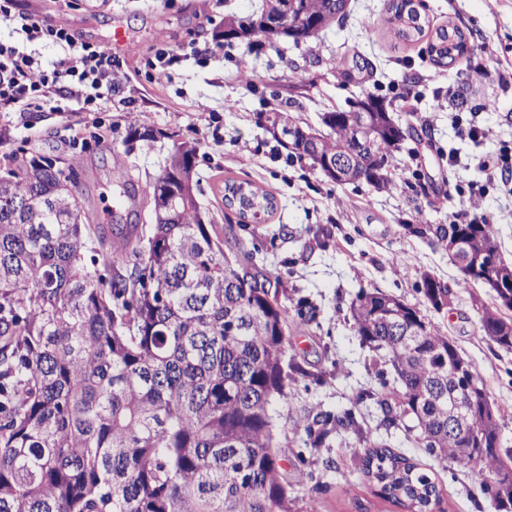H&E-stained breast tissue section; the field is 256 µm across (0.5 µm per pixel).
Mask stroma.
Segmentation results:
<instances>
[{
  "instance_id": "stroma-1",
  "label": "stroma",
  "mask_w": 512,
  "mask_h": 512,
  "mask_svg": "<svg viewBox=\"0 0 512 512\" xmlns=\"http://www.w3.org/2000/svg\"><path fill=\"white\" fill-rule=\"evenodd\" d=\"M422 3L430 27L456 25L467 41L486 42L487 54L434 67L425 42L388 37V0H349L342 24L300 46L289 39L251 46L215 40L225 15L249 16L261 0H15L17 10L65 21L79 39L104 48L113 28L121 27L138 49L131 56L112 52L127 78L124 101L99 112L79 111L67 101L62 110H45L30 124L0 108V131L7 135L1 147L80 156L76 192L94 215L112 213L115 172L125 171L136 185V200L123 211L139 225L147 223L151 209L149 184L176 139L197 148V199L205 222L216 229L224 227L225 179L258 183L276 197L277 209L258 227L253 243L288 312V356L305 371L326 376L320 385L289 383L288 403L277 420V451L289 490L317 500L319 512H401L377 497L363 476L352 434L332 436L307 463H299L306 447L295 419L308 411L344 410L395 452L421 463L435 478L446 512H496L490 499L474 493L467 468L439 464L403 429L382 425L374 401L359 400L360 392L380 391L392 379L380 374L350 318L349 307L363 290L422 306L508 409L500 436L512 448V355L482 338L481 312L469 291L459 288L462 274L448 255L407 231L411 224L447 223L475 199L481 214L496 224L502 259L512 263V184L491 179L482 166L512 147V84L494 76L500 64L512 61V0ZM162 47L176 60L161 80L151 63ZM355 61L370 62L373 75L343 78V64ZM459 89L469 105L479 106L488 137L469 136L449 112V98ZM365 92L394 105L396 116H410L418 129L417 138L395 152L386 192L365 183L339 186L289 161L258 126V113L288 102L299 121L316 127L322 113ZM136 123L153 126L161 138L128 148L127 129ZM397 255L413 257V265H396ZM425 273L456 287L448 308L437 312L424 305L419 287ZM301 298L317 306L316 323L300 322L295 306Z\"/></svg>"
}]
</instances>
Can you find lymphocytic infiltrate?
I'll return each mask as SVG.
<instances>
[{
	"label": "lymphocytic infiltrate",
	"instance_id": "1",
	"mask_svg": "<svg viewBox=\"0 0 512 512\" xmlns=\"http://www.w3.org/2000/svg\"><path fill=\"white\" fill-rule=\"evenodd\" d=\"M13 0H0V15L11 17L28 40L48 39L59 45L65 57L60 67L45 70L19 48L0 42V106L37 114L51 106L56 96L81 100L87 112L100 109L102 99L123 87L113 68L110 51L76 38L63 21L48 23L31 14L12 13Z\"/></svg>",
	"mask_w": 512,
	"mask_h": 512
}]
</instances>
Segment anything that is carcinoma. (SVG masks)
Instances as JSON below:
<instances>
[{
	"label": "carcinoma",
	"instance_id": "carcinoma-1",
	"mask_svg": "<svg viewBox=\"0 0 512 512\" xmlns=\"http://www.w3.org/2000/svg\"><path fill=\"white\" fill-rule=\"evenodd\" d=\"M295 15L315 26L307 38L337 25L346 0H296ZM419 0H389L390 35L427 40L432 63L444 68L467 51L457 27L426 39ZM251 18L231 16L216 37L224 43L275 38ZM371 138L384 145V168L354 135L356 102L321 116L325 155L345 156L350 168L330 181L391 185L389 154L418 134L369 94ZM261 123L295 120L285 109L259 113ZM152 126L130 128L127 142L150 144ZM293 161L315 160L301 131L277 140ZM196 147L175 142L151 183L149 227L110 241L93 224L72 189L80 159L26 156L20 149L0 171V512H314L288 491L275 438L274 407L288 403V382L321 376L285 360L287 310L267 285L270 272L242 233L264 224L275 197L260 185L227 180L224 205L237 223L224 238L202 222L196 199ZM409 233L448 251L461 235L474 268L461 288L494 293L483 307V336L512 353V300L495 281H512L495 224L448 220L408 224ZM251 287H240V278ZM421 293L436 311L455 297L448 284L424 273ZM362 345L390 366L396 386L377 399L384 420L414 433L415 442L446 464L500 438L506 411L479 377L473 413L448 430L452 367L457 347L420 309L379 290L350 306ZM304 444L319 448L333 433L356 434L361 469L377 495L404 512H442L441 495L421 465L357 426L350 412L296 419ZM512 466V449L479 454L469 465L475 490L498 512H512V489L487 481Z\"/></svg>",
	"mask_w": 512,
	"mask_h": 512
}]
</instances>
